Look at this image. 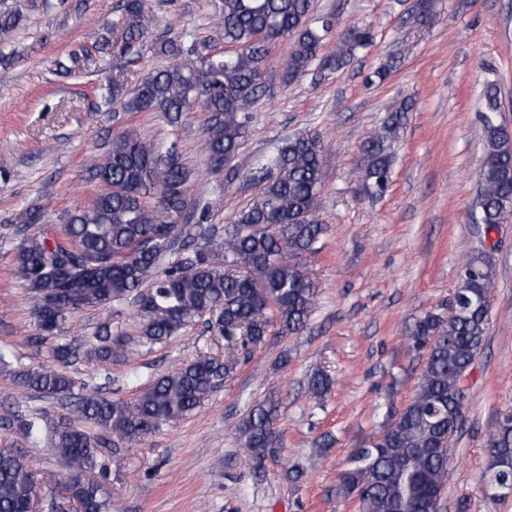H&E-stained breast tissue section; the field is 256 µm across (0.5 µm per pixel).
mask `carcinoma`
<instances>
[{
  "instance_id": "1",
  "label": "carcinoma",
  "mask_w": 512,
  "mask_h": 512,
  "mask_svg": "<svg viewBox=\"0 0 512 512\" xmlns=\"http://www.w3.org/2000/svg\"><path fill=\"white\" fill-rule=\"evenodd\" d=\"M23 0L0 9V33L23 21ZM146 0H127L121 52L140 55L143 38L157 18ZM314 0H221L217 35L235 48L231 57L203 55L196 44L167 40L156 53L175 62L148 73L131 92L112 84L106 101L124 112H158L169 123L200 105L208 112L202 148L211 172L224 175V191L241 188L239 172L224 173L247 137L249 109L263 93L262 65L283 40L293 50L285 62L288 79L313 64L341 69L359 48L373 41L371 27H338L331 18H315ZM336 54L319 51L331 32ZM500 90L486 83L482 96L484 152L477 174L478 224L491 230L512 217V132L499 123ZM409 105L389 109L387 121L363 145L365 163L356 171L363 192L381 196L390 185L391 142ZM326 145L322 136L301 131L283 141L273 157L258 159L246 182L258 186L250 203L238 211L224 234L188 223L191 170L175 145L147 143L128 127L112 137L111 148L94 165L91 179L101 189L90 206L72 211L54 228L43 221L47 204L34 203L22 213L27 233L18 246L13 278L34 301L40 341L56 335L67 315L126 302L138 317L143 347L164 342L198 322L224 337V359L200 353L156 379L133 401L111 399L98 388H75L63 370L78 350L58 343L51 355L59 368L19 365L13 377L28 394L75 395L77 418L51 430L54 455L66 466L65 484L82 512H111L102 485L85 479L106 448L134 444L166 426L179 423L202 407L240 362L266 336H297L308 326L317 283L304 257L327 232L319 221L318 198L325 178ZM460 282L446 316L427 313L413 332L416 348H428L413 397L389 408L377 442L357 448L349 468L339 475L336 491L353 500L357 512H438L440 478L448 462V439L463 419L461 378L483 348L495 288L491 257L471 254L461 267ZM129 351L123 335L108 324L98 327L86 354L100 363ZM331 380L321 372L307 392L321 404ZM279 401L256 403L237 429L238 440L255 455L277 460L275 426ZM496 497L512 493V426L492 437L485 473ZM36 468L20 453L0 451V512H28L38 495Z\"/></svg>"
}]
</instances>
